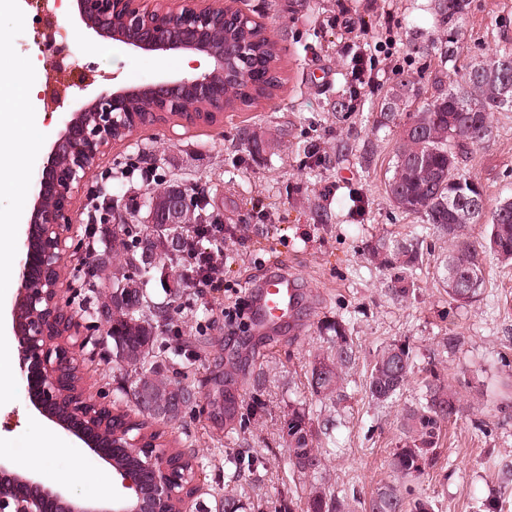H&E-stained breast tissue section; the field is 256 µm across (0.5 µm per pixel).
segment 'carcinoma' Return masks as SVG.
<instances>
[{
  "instance_id": "carcinoma-1",
  "label": "carcinoma",
  "mask_w": 512,
  "mask_h": 512,
  "mask_svg": "<svg viewBox=\"0 0 512 512\" xmlns=\"http://www.w3.org/2000/svg\"><path fill=\"white\" fill-rule=\"evenodd\" d=\"M467 0H435L440 22L453 29L464 13ZM216 36L226 43L240 45L248 53H256L264 67L275 66V43L267 40L252 25L224 24L214 21ZM511 57L512 50L504 49L488 61L470 68L456 88L441 94L410 116L411 124L420 129L413 136H401L396 153L394 172L387 193L399 195L398 207L405 212L422 213L439 236L448 240L446 273H454L456 284L443 279L448 296L460 303L477 298L485 287V273L478 261V250L468 240L466 228L483 217H488L489 236L483 248L496 259L512 262V221L500 222V212L512 214V201L507 199L487 206L483 188L471 177L461 173V164L476 147L485 142L480 135L491 131L493 113L512 108V69L502 73L495 64L502 57ZM281 85L274 76L252 87L234 89L228 105L253 106L268 99ZM414 91V81L403 76L397 83L394 98L398 104H408ZM239 139L260 154L281 147V142L267 137L258 127H245ZM196 223L181 228L176 234L175 272L171 275L177 288H166L163 301L153 300L143 288L140 276L147 273L140 260L144 236L149 226L124 224L112 233L108 261L100 272L109 282L108 292L96 293L94 313L102 316L112 311V360L136 374L135 385L150 387L161 400L176 398L179 407L166 421L178 420L183 411L196 400V391L189 385L175 381L170 374H181L188 364L181 359L183 339L171 348L168 367L151 363L153 347L165 344L167 326L174 303L182 297V288L195 280L198 270L185 263L187 235L199 234L206 220L195 217ZM371 262L395 271V296L404 298L413 284L412 276L422 262L419 242L412 239L383 242L372 249ZM326 351L315 356L307 375L312 397L324 404H336L343 396L345 375L355 365L357 345L348 336L345 325L333 321L322 325ZM325 369V377H316L317 368ZM414 369L412 351L406 345L391 344L377 356L369 376L371 397L387 402L396 397ZM460 414V400L453 386L430 384L427 394L418 406L403 416L400 444L392 454L390 466L397 482L379 488L364 512H433L432 503L419 497L409 498L403 490L417 483L427 474L436 460L441 432L445 424L454 422ZM288 426L285 433L288 456L294 470L313 479L304 502L306 512H345L347 497L339 495L328 483L320 435L328 436L334 426L326 418L322 430L313 428L306 408L301 404L288 405Z\"/></svg>"
}]
</instances>
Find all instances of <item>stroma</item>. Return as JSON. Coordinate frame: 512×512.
Returning <instances> with one entry per match:
<instances>
[{
    "label": "stroma",
    "instance_id": "obj_1",
    "mask_svg": "<svg viewBox=\"0 0 512 512\" xmlns=\"http://www.w3.org/2000/svg\"><path fill=\"white\" fill-rule=\"evenodd\" d=\"M236 9L261 21L274 35L281 86L255 107L226 110L212 124L190 126L179 139L166 127L147 126L131 141L113 145L89 175L75 207L81 214L64 276L73 291L99 284L88 261L98 250L88 235L97 224L105 236L110 223L99 211L108 199L147 218L144 198L156 183L191 184L203 189L208 214L223 224V287L186 288L173 316L196 345L197 361L187 385L197 398L180 420L151 422L163 443L193 455L195 496L189 512H215L227 487H234L245 512H282L306 494L307 478L293 472L282 423L288 405L307 403L314 426H321L320 403L307 388L306 372L323 337L322 324L342 321L358 347L347 375L345 398L331 414L336 427L322 441L327 477L345 494L351 512L394 474L391 456L401 437L407 409L425 396L430 374L452 381L462 415L444 426L436 465L415 487L434 512H512V264L480 254L486 284L475 301L451 300L443 285L448 253L444 239L424 214L398 209L387 194L396 150L408 112L384 121L397 75L415 81L414 106L456 87L474 64L496 50L512 48V0H469L462 28L463 50L446 61L448 37L434 0H236ZM354 32H347L343 18ZM54 25L56 42L41 34ZM365 28L356 36L357 28ZM0 44L8 51L0 65L18 67L35 86L32 111L40 124L17 151L21 181L34 185L67 108L75 107L74 83L98 88L112 73L118 82L143 85L162 76L205 71V58L157 56L97 40L69 14L46 12L37 0H0ZM372 69L373 84L362 91L355 111L337 112L336 100L352 93L354 54ZM257 125L282 141L280 150L255 154L239 139L241 128ZM326 155V165L308 163V149ZM464 172L489 201L512 197V110L495 113L491 135L467 162ZM418 237L423 263L408 296L391 290L392 271L367 261L371 247L385 240ZM286 271L299 290L293 322L270 336L248 318L259 282ZM239 311L246 323L229 334L224 310ZM82 331L97 339L94 354L80 366L81 384L98 403L136 417L130 395L133 376L112 360V341L92 312ZM458 337L449 347L448 337ZM392 343L409 345L415 369L392 401L373 400L368 378L378 351ZM265 372L261 389L252 377ZM58 447L52 464L38 476L47 485L85 498L112 476V468L30 405L20 380L0 402V457L18 461L29 447ZM237 458L239 477L224 481V463ZM81 459L85 479L65 480L73 459Z\"/></svg>",
    "mask_w": 512,
    "mask_h": 512
}]
</instances>
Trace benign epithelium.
<instances>
[{
  "mask_svg": "<svg viewBox=\"0 0 512 512\" xmlns=\"http://www.w3.org/2000/svg\"><path fill=\"white\" fill-rule=\"evenodd\" d=\"M80 21L103 39L137 51L155 54L204 55L211 67L200 74L162 79L145 86L117 84L88 92L83 86L80 106L67 113L64 128L52 142L46 165L36 182L34 202L24 230L17 269L18 292L9 312L11 331L18 343V359L25 390L35 409L61 426L115 470L124 496L111 500H83L63 490L46 487L29 475H20L0 459V512H187L186 490L172 471L170 449L147 444L130 428L102 439L92 429L94 399L82 393L62 402L61 374L79 367L92 337L82 333L81 314L62 306V273L68 239L80 213L74 200L82 191L101 156L122 138L130 140L141 127L159 116H176L182 126L211 123L226 110L230 85L250 80L255 67L237 49H227L213 37L210 22L219 18L237 23L255 18L235 9L232 0H73ZM121 15L124 25H115ZM154 102L153 111L130 112L133 99ZM205 103L208 111H185L187 99ZM124 132L120 138L116 131ZM189 189L173 187L166 206L155 209V199L144 200L153 224L183 225L189 216L182 200ZM174 251L161 254L144 248L148 266H168Z\"/></svg>",
  "mask_w": 512,
  "mask_h": 512,
  "instance_id": "7a95c632",
  "label": "benign epithelium"
}]
</instances>
